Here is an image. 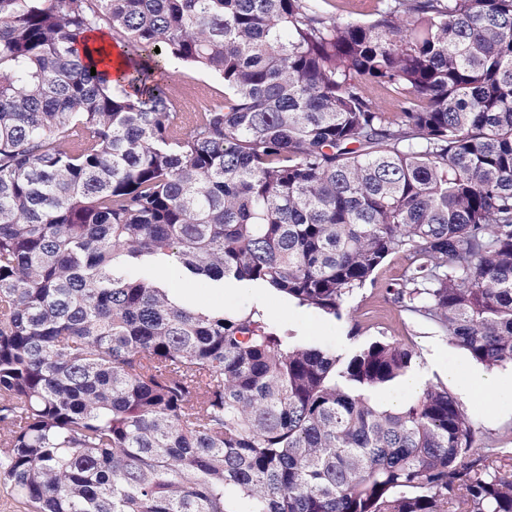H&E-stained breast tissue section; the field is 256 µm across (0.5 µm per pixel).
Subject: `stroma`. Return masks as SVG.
<instances>
[{"label": "stroma", "instance_id": "35a3bbf8", "mask_svg": "<svg viewBox=\"0 0 512 512\" xmlns=\"http://www.w3.org/2000/svg\"><path fill=\"white\" fill-rule=\"evenodd\" d=\"M175 71L177 112H201L223 98L221 80L182 64L176 65ZM405 266V255L389 256L372 282L345 298L342 316L338 319L298 306L272 289L232 277L220 281H191L178 278L174 269L160 266L146 267L145 272L159 280L177 283L179 295L195 307L228 314L258 313L300 345L324 348L344 357L376 340L411 346L416 357L407 377L377 389L372 395L377 404L386 406L393 401L401 405L413 398V391L407 387L408 376L418 377L424 384H445L454 395L458 389L449 383V371L467 373L479 368L467 351L453 344L435 324L402 311L389 299L386 290L401 278ZM463 405L481 441L512 448V406L492 413L476 399L464 400Z\"/></svg>", "mask_w": 512, "mask_h": 512}]
</instances>
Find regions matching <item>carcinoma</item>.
Wrapping results in <instances>:
<instances>
[{
	"instance_id": "cac0c4a2",
	"label": "carcinoma",
	"mask_w": 512,
	"mask_h": 512,
	"mask_svg": "<svg viewBox=\"0 0 512 512\" xmlns=\"http://www.w3.org/2000/svg\"><path fill=\"white\" fill-rule=\"evenodd\" d=\"M171 62L224 99L175 112ZM394 253L399 307L512 364V0H0V475L26 512H512L509 449L476 451L444 386L372 400L413 348L342 359L126 273L338 318ZM377 0H317L316 3L325 11L336 12V7L344 6L353 18L366 21L372 17L378 6Z\"/></svg>"
}]
</instances>
